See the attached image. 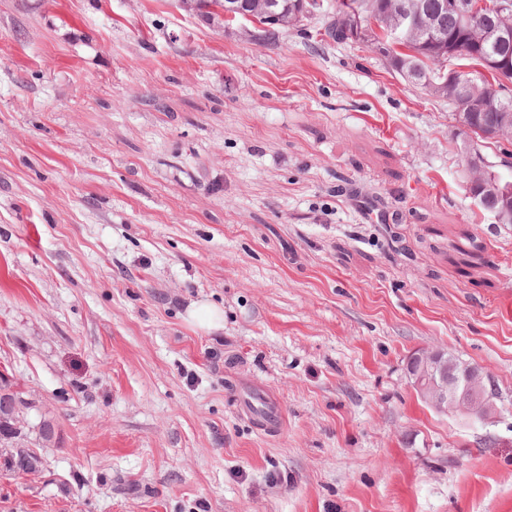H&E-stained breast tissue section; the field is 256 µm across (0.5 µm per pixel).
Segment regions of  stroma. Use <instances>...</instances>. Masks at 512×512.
Wrapping results in <instances>:
<instances>
[{"mask_svg": "<svg viewBox=\"0 0 512 512\" xmlns=\"http://www.w3.org/2000/svg\"><path fill=\"white\" fill-rule=\"evenodd\" d=\"M320 26L0 0V372L58 429L0 512H512V224L447 102ZM432 348L493 419L416 396ZM495 167L496 165L489 166V169L495 173L493 177L487 171H485L484 179L481 182H474L471 180L469 187L470 193L474 198L476 197V193H478L477 195L479 197V205L484 210H487L493 215L494 211H496L497 208L501 205V201L495 192V185L503 184L506 180L511 181L512 184V178L510 180L504 178ZM410 386L439 413H460L491 419L498 393L481 368L461 361L447 350L413 353L407 360Z\"/></svg>", "mask_w": 512, "mask_h": 512, "instance_id": "obj_1", "label": "stroma"}]
</instances>
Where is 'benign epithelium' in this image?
<instances>
[{"instance_id": "1", "label": "benign epithelium", "mask_w": 512, "mask_h": 512, "mask_svg": "<svg viewBox=\"0 0 512 512\" xmlns=\"http://www.w3.org/2000/svg\"><path fill=\"white\" fill-rule=\"evenodd\" d=\"M265 5L261 16V27L268 30L288 26V21L300 22L308 7L299 3L298 11L292 18L284 17L272 4V0H259ZM406 29L417 38L426 39L432 33L426 28L416 13L406 14L400 27L385 37L375 23H367L358 16L344 18L345 39L355 43L380 39V47L393 50L402 47L400 29ZM410 386L432 409L439 413H460L474 415L481 419H491L497 412L498 393L488 376L481 368L461 361L442 349L423 350L412 354L406 364ZM32 403L15 396L8 375L0 374V444L7 447L14 443L20 434ZM40 452L35 448L15 447L5 456V471L26 476L38 475L42 471L39 464Z\"/></svg>"}]
</instances>
